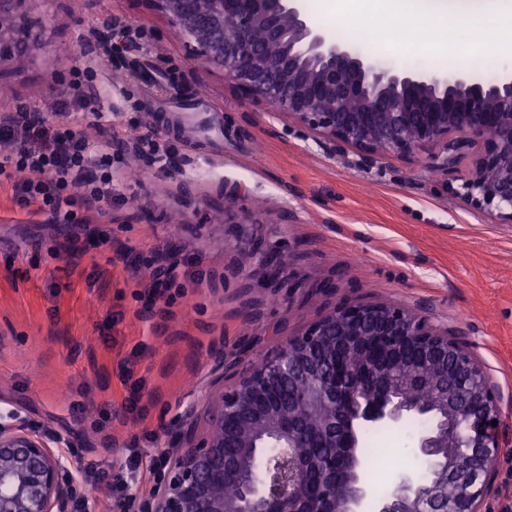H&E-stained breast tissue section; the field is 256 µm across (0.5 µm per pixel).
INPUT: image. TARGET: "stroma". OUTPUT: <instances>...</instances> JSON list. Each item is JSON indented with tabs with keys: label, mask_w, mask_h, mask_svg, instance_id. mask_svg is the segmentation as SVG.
<instances>
[{
	"label": "stroma",
	"mask_w": 512,
	"mask_h": 512,
	"mask_svg": "<svg viewBox=\"0 0 512 512\" xmlns=\"http://www.w3.org/2000/svg\"><path fill=\"white\" fill-rule=\"evenodd\" d=\"M51 43L0 84V114L18 108L79 130L112 157V199L76 205L104 243L65 251L47 215L0 188V422L71 439L77 463L100 458L126 472L130 449L162 457L164 434L200 407L211 366L272 345L274 325L296 330L343 299L426 301L456 331L503 401L497 472L482 512H512V223L453 197L472 157L453 172L423 155L362 163L349 147L317 144L272 120L234 83L195 67L179 33L140 0H29ZM94 98L98 123L74 107ZM136 143L117 153L114 141ZM255 216L247 232L287 247L292 279L278 294L224 221ZM132 251L141 262L128 265ZM158 267L184 274L185 294L143 307ZM333 281L336 291L321 292ZM413 418L388 427L367 457L376 497L401 473L421 474Z\"/></svg>",
	"instance_id": "35a3bbf8"
}]
</instances>
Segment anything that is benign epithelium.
<instances>
[{"label": "benign epithelium", "instance_id": "obj_1", "mask_svg": "<svg viewBox=\"0 0 512 512\" xmlns=\"http://www.w3.org/2000/svg\"><path fill=\"white\" fill-rule=\"evenodd\" d=\"M24 2L0 0V72L49 46L45 22ZM142 2L181 34L190 61L230 77L276 120L353 147L365 162L423 149L428 166L450 172L473 157L470 177L448 184V193L512 223V71L494 82L465 71H401L308 24L298 0ZM268 43L281 46L279 56L266 55ZM248 251L276 291L286 251L257 242ZM272 334L279 340L256 360L210 351L202 408L166 433L163 466L138 512H480L500 456L491 428L501 396L426 307L342 301L293 334L278 326ZM406 349L416 354L415 377L438 392L432 424L418 436L427 467L401 476L378 502L358 435L424 411L409 398L410 383L392 380ZM315 444L331 455L310 457ZM450 481L458 487L452 501L437 494ZM226 482L236 495H224ZM76 495L44 435L0 424V512H70Z\"/></svg>", "mask_w": 512, "mask_h": 512}]
</instances>
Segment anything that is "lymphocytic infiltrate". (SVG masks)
Returning a JSON list of instances; mask_svg holds the SVG:
<instances>
[{
	"label": "lymphocytic infiltrate",
	"mask_w": 512,
	"mask_h": 512,
	"mask_svg": "<svg viewBox=\"0 0 512 512\" xmlns=\"http://www.w3.org/2000/svg\"><path fill=\"white\" fill-rule=\"evenodd\" d=\"M0 183L21 208L74 224L77 202L92 205L112 196V173L72 130L26 110L0 117Z\"/></svg>",
	"instance_id": "obj_1"
}]
</instances>
